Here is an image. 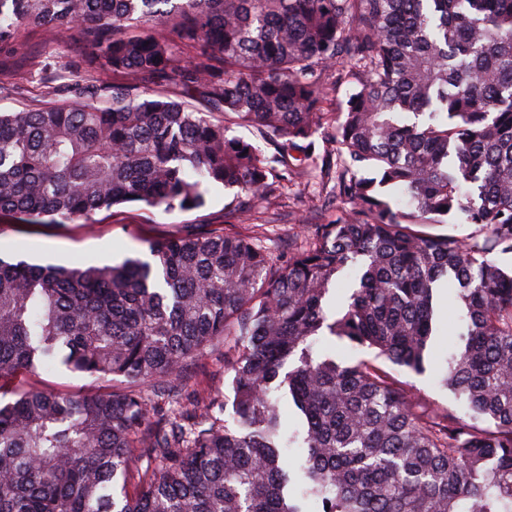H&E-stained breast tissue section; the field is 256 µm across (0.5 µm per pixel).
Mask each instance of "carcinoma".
Returning <instances> with one entry per match:
<instances>
[{
    "mask_svg": "<svg viewBox=\"0 0 512 512\" xmlns=\"http://www.w3.org/2000/svg\"><path fill=\"white\" fill-rule=\"evenodd\" d=\"M20 22L81 29L112 83L0 111V212L191 210L222 184L247 193L240 223L314 165L344 209L284 260L222 227L112 267L0 257V378L61 365L126 384L0 406V512H512V0H0V43L21 45ZM329 72L354 86L338 112ZM458 212L468 235L428 231ZM445 277L466 328L441 383L465 414L317 351L327 333L424 372ZM221 343L231 419L220 391L157 416L144 385L176 398Z\"/></svg>",
    "mask_w": 512,
    "mask_h": 512,
    "instance_id": "cac0c4a2",
    "label": "carcinoma"
}]
</instances>
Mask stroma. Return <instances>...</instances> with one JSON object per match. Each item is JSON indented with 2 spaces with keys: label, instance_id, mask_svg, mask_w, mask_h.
<instances>
[{
  "label": "stroma",
  "instance_id": "stroma-1",
  "mask_svg": "<svg viewBox=\"0 0 512 512\" xmlns=\"http://www.w3.org/2000/svg\"><path fill=\"white\" fill-rule=\"evenodd\" d=\"M20 38L26 57L16 60L8 45H0V80L14 91L0 96V107L17 104H71L80 101L82 86L76 76L101 79L80 51L81 34L69 28L48 32L21 26ZM237 192L219 184L208 185L206 203L191 211L165 212L142 204H127L96 212L91 223L29 224L0 214V254L43 265L69 268L112 266L128 257L147 258L151 241L179 236L204 224H221L236 205ZM340 208L333 194L321 190L315 180L302 176L288 185V194L262 204L257 232L274 256L288 254V242L299 225L321 224ZM392 373L407 383L420 403L437 410L458 409L454 394L438 382L435 363L424 373L400 368ZM230 375L224 370L220 351H212L191 366L178 386L183 401L189 402L210 390H227ZM112 381L97 380L65 367L49 371L36 368L15 373L0 387V402L12 401L17 390L35 388L50 394L95 395L110 392Z\"/></svg>",
  "mask_w": 512,
  "mask_h": 512
}]
</instances>
